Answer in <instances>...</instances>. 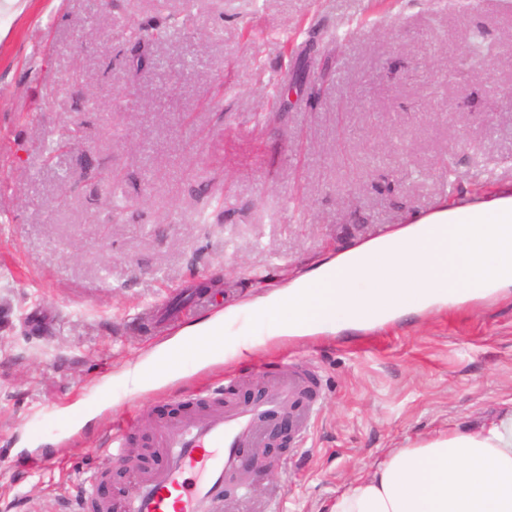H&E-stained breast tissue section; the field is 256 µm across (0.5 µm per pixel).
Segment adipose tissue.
I'll return each mask as SVG.
<instances>
[{
    "mask_svg": "<svg viewBox=\"0 0 512 512\" xmlns=\"http://www.w3.org/2000/svg\"><path fill=\"white\" fill-rule=\"evenodd\" d=\"M512 287V194L442 208L344 250L257 301L278 335L360 330L467 292ZM223 317L195 325L149 365L124 374L132 389L178 372L188 350L222 335ZM324 512H512V402L485 422L388 449Z\"/></svg>",
    "mask_w": 512,
    "mask_h": 512,
    "instance_id": "ef3b65f1",
    "label": "adipose tissue"
}]
</instances>
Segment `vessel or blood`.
<instances>
[{"mask_svg": "<svg viewBox=\"0 0 512 512\" xmlns=\"http://www.w3.org/2000/svg\"><path fill=\"white\" fill-rule=\"evenodd\" d=\"M317 377L311 368L290 371L253 403L186 416L168 424L157 442L172 449L129 502V512H216L226 474L238 472L242 449L261 446L266 422L288 410L297 421L298 446H305L320 413Z\"/></svg>", "mask_w": 512, "mask_h": 512, "instance_id": "b4317fda", "label": "vessel or blood"}]
</instances>
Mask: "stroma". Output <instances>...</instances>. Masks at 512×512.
Here are the masks:
<instances>
[{
  "label": "stroma",
  "instance_id": "stroma-1",
  "mask_svg": "<svg viewBox=\"0 0 512 512\" xmlns=\"http://www.w3.org/2000/svg\"><path fill=\"white\" fill-rule=\"evenodd\" d=\"M171 25L165 41L133 27ZM480 43L493 65L464 64ZM80 145L53 163L66 128ZM130 202L113 211L109 184ZM512 187V0H13L0 7V512H63L110 431L308 364L322 410L222 512H321L385 449L512 398V291L344 334L244 312L312 264ZM229 311L209 357L123 373ZM252 343L249 356L237 353Z\"/></svg>",
  "mask_w": 512,
  "mask_h": 512
}]
</instances>
